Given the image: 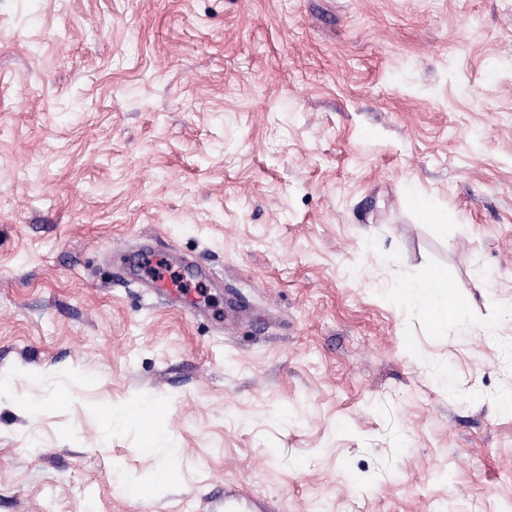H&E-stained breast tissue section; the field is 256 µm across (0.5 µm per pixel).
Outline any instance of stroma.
Returning <instances> with one entry per match:
<instances>
[{
  "label": "stroma",
  "instance_id": "35a3bbf8",
  "mask_svg": "<svg viewBox=\"0 0 512 512\" xmlns=\"http://www.w3.org/2000/svg\"><path fill=\"white\" fill-rule=\"evenodd\" d=\"M509 390L512 0H0V512H498ZM188 279L185 276H181L179 279H164L161 280V283L158 284L155 288H152V292L169 302L184 299L185 300V284H187ZM445 288L437 277L432 276L402 280L392 291L399 300L420 308L436 323H447L448 318L463 323L464 307L461 304H450ZM168 437L158 428L147 425L143 430V443L138 449L145 458H155L166 451Z\"/></svg>",
  "mask_w": 512,
  "mask_h": 512
}]
</instances>
